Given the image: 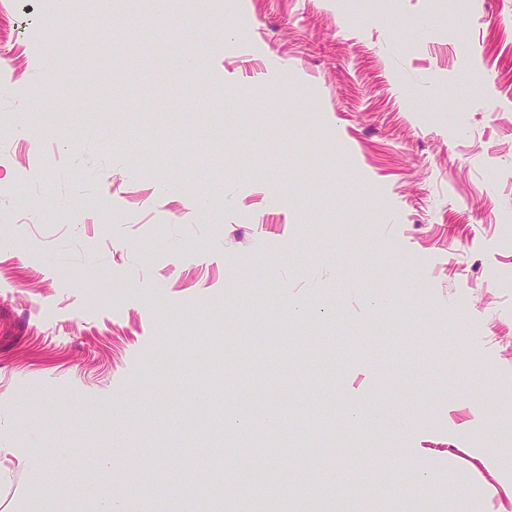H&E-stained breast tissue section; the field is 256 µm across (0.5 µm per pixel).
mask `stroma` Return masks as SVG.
<instances>
[{"label":"stroma","mask_w":512,"mask_h":512,"mask_svg":"<svg viewBox=\"0 0 512 512\" xmlns=\"http://www.w3.org/2000/svg\"><path fill=\"white\" fill-rule=\"evenodd\" d=\"M124 6L0 0V512H512V0Z\"/></svg>","instance_id":"1"}]
</instances>
